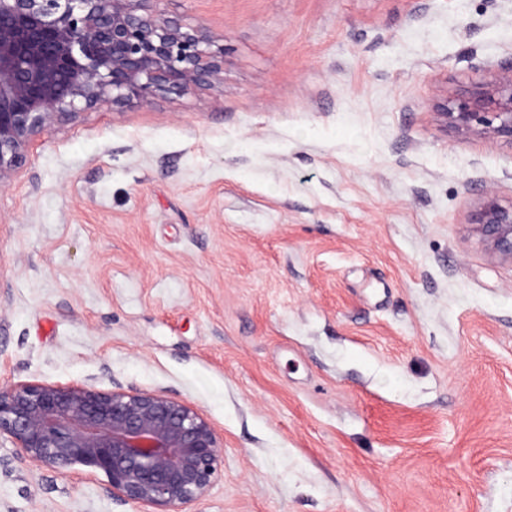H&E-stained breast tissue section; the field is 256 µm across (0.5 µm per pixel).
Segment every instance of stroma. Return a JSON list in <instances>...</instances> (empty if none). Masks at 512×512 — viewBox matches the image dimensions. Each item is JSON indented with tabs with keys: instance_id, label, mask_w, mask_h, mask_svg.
Here are the masks:
<instances>
[{
	"instance_id": "obj_1",
	"label": "stroma",
	"mask_w": 512,
	"mask_h": 512,
	"mask_svg": "<svg viewBox=\"0 0 512 512\" xmlns=\"http://www.w3.org/2000/svg\"><path fill=\"white\" fill-rule=\"evenodd\" d=\"M219 81L99 106L0 185V388L158 391L216 430L187 512H512V142L437 106L512 0H161ZM19 461L0 512H138ZM482 236L500 257L512 261V203L502 205L488 197L476 218Z\"/></svg>"
}]
</instances>
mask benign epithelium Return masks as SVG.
Segmentation results:
<instances>
[{
  "label": "benign epithelium",
  "mask_w": 512,
  "mask_h": 512,
  "mask_svg": "<svg viewBox=\"0 0 512 512\" xmlns=\"http://www.w3.org/2000/svg\"><path fill=\"white\" fill-rule=\"evenodd\" d=\"M160 0H0V183L29 146L87 108L219 80L224 51L166 16ZM440 115L461 132L512 141V66L472 85ZM482 236L512 261V204L488 197ZM22 461L105 477V492L146 512H183L223 467L211 424L159 392L85 384L20 383L0 389V434Z\"/></svg>",
  "instance_id": "benign-epithelium-1"
}]
</instances>
